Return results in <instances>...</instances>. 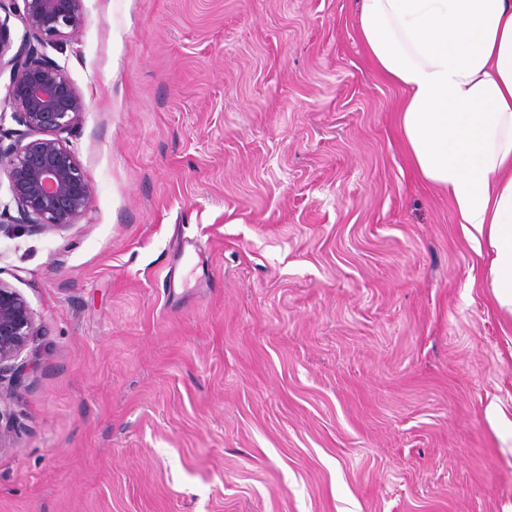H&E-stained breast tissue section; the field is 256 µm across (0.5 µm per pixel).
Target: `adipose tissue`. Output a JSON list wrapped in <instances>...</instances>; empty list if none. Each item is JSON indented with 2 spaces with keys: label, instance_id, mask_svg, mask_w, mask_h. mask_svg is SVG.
<instances>
[{
  "label": "adipose tissue",
  "instance_id": "adipose-tissue-1",
  "mask_svg": "<svg viewBox=\"0 0 512 512\" xmlns=\"http://www.w3.org/2000/svg\"><path fill=\"white\" fill-rule=\"evenodd\" d=\"M359 34L399 86L411 160L447 190L512 311V0H359Z\"/></svg>",
  "mask_w": 512,
  "mask_h": 512
}]
</instances>
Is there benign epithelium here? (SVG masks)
<instances>
[{"label":"benign epithelium","mask_w":512,"mask_h":512,"mask_svg":"<svg viewBox=\"0 0 512 512\" xmlns=\"http://www.w3.org/2000/svg\"><path fill=\"white\" fill-rule=\"evenodd\" d=\"M26 34L17 48L0 20V75L9 72L3 102L21 129L3 132L0 166L7 167L9 190L29 231L45 233L78 223L88 212L94 188L60 137L76 127L86 103L65 69L48 56L77 40L83 0H22ZM37 331L32 310L10 285L0 281V379L26 375L18 362Z\"/></svg>","instance_id":"7a95c632"}]
</instances>
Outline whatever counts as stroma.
Returning a JSON list of instances; mask_svg holds the SVG:
<instances>
[{
    "mask_svg": "<svg viewBox=\"0 0 512 512\" xmlns=\"http://www.w3.org/2000/svg\"><path fill=\"white\" fill-rule=\"evenodd\" d=\"M86 218L0 237V512H512V314L356 0H84ZM37 331L32 310L10 285L0 281V381L10 372L12 381L21 382L26 366L17 361Z\"/></svg>",
    "mask_w": 512,
    "mask_h": 512,
    "instance_id": "1",
    "label": "stroma"
}]
</instances>
